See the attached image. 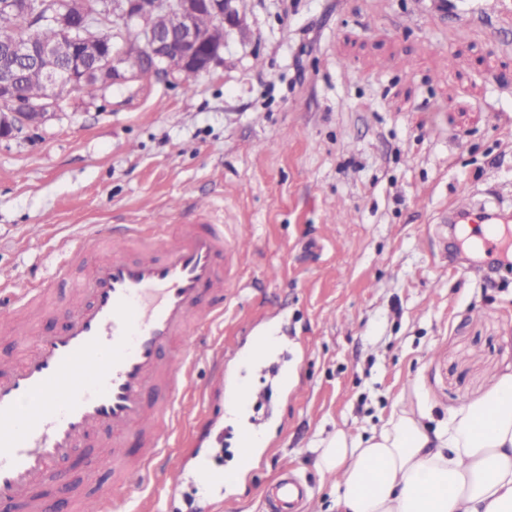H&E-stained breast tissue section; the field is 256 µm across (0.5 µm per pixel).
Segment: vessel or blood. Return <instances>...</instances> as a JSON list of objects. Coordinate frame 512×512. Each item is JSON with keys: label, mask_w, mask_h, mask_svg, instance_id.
<instances>
[{"label": "vessel or blood", "mask_w": 512, "mask_h": 512, "mask_svg": "<svg viewBox=\"0 0 512 512\" xmlns=\"http://www.w3.org/2000/svg\"><path fill=\"white\" fill-rule=\"evenodd\" d=\"M503 215L493 194L478 199L463 190L437 221L480 225L474 246L496 263L512 258V224ZM244 255L242 238L199 206L149 227L105 225L85 237L70 257L87 260L88 272L59 312L62 327L0 363L1 506L49 512L33 490L64 482L63 462L91 448L113 479L89 498L70 491V512H129L134 494L153 482L182 493V472L170 459L181 401L194 364L223 362L209 330L235 293ZM10 283L0 273V294L17 314L51 311L46 285L18 291ZM256 399L254 386L225 373L226 411H247ZM268 496L273 512H294L306 492L284 473Z\"/></svg>", "instance_id": "b4317fda"}]
</instances>
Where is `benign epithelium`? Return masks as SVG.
Listing matches in <instances>:
<instances>
[{
	"label": "benign epithelium",
	"instance_id": "obj_1",
	"mask_svg": "<svg viewBox=\"0 0 512 512\" xmlns=\"http://www.w3.org/2000/svg\"><path fill=\"white\" fill-rule=\"evenodd\" d=\"M239 0H112L109 10L95 18L83 8V0H50L44 21L54 25L67 37L59 44H40L27 36L6 40L11 54L20 62L39 68L46 86L45 95L28 101L18 109L0 113V137L15 129L42 120L59 106L57 87L76 80V69L87 58L100 57L98 34L108 20L116 26L112 51L97 69L104 84L121 83L129 78L131 44L139 55L151 60L163 78L174 74L194 77L208 72L224 50V30L239 24ZM0 8L19 15L20 30L32 28L29 3L0 0ZM207 11L211 24L203 28L198 20ZM150 16L155 24L148 25Z\"/></svg>",
	"mask_w": 512,
	"mask_h": 512
}]
</instances>
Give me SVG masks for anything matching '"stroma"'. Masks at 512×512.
Returning a JSON list of instances; mask_svg holds the SVG:
<instances>
[{"mask_svg": "<svg viewBox=\"0 0 512 512\" xmlns=\"http://www.w3.org/2000/svg\"><path fill=\"white\" fill-rule=\"evenodd\" d=\"M240 9L208 73L74 93L0 138V270L19 288L50 281L62 305L85 273L63 268L62 244L157 223L175 198L211 203L253 247L210 337L235 368L250 329L286 326L300 384L216 512H266L284 468L309 487L304 512H332L321 440L421 403L435 427L512 366V265L465 271L436 221L463 187L512 199V24L485 0ZM183 407L172 460L233 465L239 426L208 362Z\"/></svg>", "mask_w": 512, "mask_h": 512, "instance_id": "stroma-1", "label": "stroma"}]
</instances>
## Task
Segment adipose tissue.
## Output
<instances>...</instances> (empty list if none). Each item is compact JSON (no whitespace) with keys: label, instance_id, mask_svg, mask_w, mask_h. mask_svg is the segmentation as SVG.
Instances as JSON below:
<instances>
[{"label":"adipose tissue","instance_id":"obj_1","mask_svg":"<svg viewBox=\"0 0 512 512\" xmlns=\"http://www.w3.org/2000/svg\"><path fill=\"white\" fill-rule=\"evenodd\" d=\"M426 416L404 409L368 438L340 429L322 441L336 512H512V369L435 429Z\"/></svg>","mask_w":512,"mask_h":512}]
</instances>
